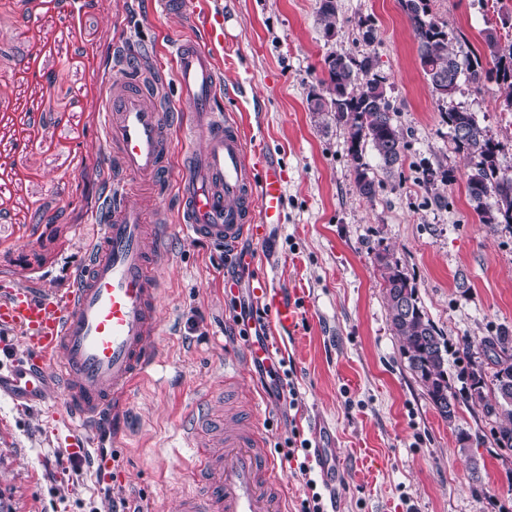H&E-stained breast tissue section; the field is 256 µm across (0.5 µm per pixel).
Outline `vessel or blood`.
I'll use <instances>...</instances> for the list:
<instances>
[{
	"label": "vessel or blood",
	"instance_id": "obj_1",
	"mask_svg": "<svg viewBox=\"0 0 512 512\" xmlns=\"http://www.w3.org/2000/svg\"><path fill=\"white\" fill-rule=\"evenodd\" d=\"M167 12L188 18L194 36L180 40L175 75L190 127L203 141L181 170L177 216L183 231L218 247L244 236L262 241L282 223L285 177L262 143H248L238 122L226 119L216 99L217 52L224 46L223 10L209 0H162ZM139 72L110 85L104 104L108 157L124 180L101 212L102 234L65 294L10 289L0 297V331L19 330L28 352L0 367V392L30 404L58 393L69 419L65 445L87 458L97 479L112 463L96 447L103 427L112 445L129 434V399L160 363V273L169 252L153 217L172 161L170 121ZM283 328H295L298 307L269 276L253 288ZM210 431L199 449L200 482L183 492L177 512H285V489L255 416L226 412L216 428L208 408L197 410L190 433Z\"/></svg>",
	"mask_w": 512,
	"mask_h": 512
}]
</instances>
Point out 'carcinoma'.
<instances>
[{
	"instance_id": "carcinoma-1",
	"label": "carcinoma",
	"mask_w": 512,
	"mask_h": 512,
	"mask_svg": "<svg viewBox=\"0 0 512 512\" xmlns=\"http://www.w3.org/2000/svg\"><path fill=\"white\" fill-rule=\"evenodd\" d=\"M418 43V57L424 75L436 94L446 104L452 100L465 79L474 85L494 82L503 90L506 107L512 108V45L504 48L496 30H486L484 43L492 67L481 61L461 60L449 48L450 39L444 25L431 14L428 0H399ZM337 0H317V16L326 35L336 29ZM327 77L320 81L319 90L310 92L308 111L318 118L334 114L337 122L346 126L348 153L354 164L359 195L370 199L376 193V180L369 165L363 161V148L368 145L379 161L382 173L388 177L402 165L405 144L394 121V108L386 89V77L376 71L374 57L360 60L350 56L330 54L324 59ZM448 128L455 148L474 161L467 174V192L474 211L483 224H512V175L497 165L496 145L474 113L450 106L445 109ZM463 131L457 136V131ZM387 300L391 326L399 336L401 354L411 374L426 388L430 402L442 419L451 422L460 401L474 400L482 407L484 417L495 423L491 428L500 448H512V400L499 394L502 380H512V334L502 330L484 336L478 342L463 344L465 356L477 347L484 357L472 363L466 371L470 381L466 397L452 391L445 354L448 346L434 323L419 304L416 288L397 262L379 266ZM406 291L408 312L401 314L397 290ZM493 366L487 375L484 363ZM452 410H447V407Z\"/></svg>"
}]
</instances>
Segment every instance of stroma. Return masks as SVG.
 Instances as JSON below:
<instances>
[{
	"label": "stroma",
	"mask_w": 512,
	"mask_h": 512,
	"mask_svg": "<svg viewBox=\"0 0 512 512\" xmlns=\"http://www.w3.org/2000/svg\"><path fill=\"white\" fill-rule=\"evenodd\" d=\"M334 36L317 21L316 0H212L231 40L219 66L220 107L260 132L285 172V222L269 243L243 237L251 268L191 238L176 214L182 162L201 138L174 131L162 202L170 261L162 270L160 365L131 402V435L112 451L111 484H97L60 446L67 423L53 401L32 406L0 395V512H112L119 498L145 512H176L190 486L196 445L185 434L201 397L221 381L255 406L268 445L292 430L321 440L344 471L335 490L308 488L296 464L273 457L288 512L320 493L326 512H512V449L501 448L477 402L453 422L431 405L406 367L391 328L379 252L415 284L424 311L447 340L454 390L464 382L461 344L512 332V225L481 224L466 188L470 159L458 152L425 78L417 40L398 0H337ZM459 58L485 55L483 32L502 45L512 29L481 0H429ZM370 21L365 42L360 21ZM186 18L160 0H0V291L70 287L100 233L97 206L112 191L101 105L108 81L130 57L163 73L166 112L187 113L175 85ZM330 54L375 56L388 79L405 161L362 198L346 129L318 121L309 91ZM454 106L474 112L512 174V112L496 84L461 82ZM448 171L454 180L432 179ZM275 273L300 289L294 334L263 317L274 361L290 365L299 393L288 406L249 362L233 299L253 302L254 276ZM464 275L467 288H457ZM482 444L459 450V431Z\"/></svg>",
	"instance_id": "stroma-1"
}]
</instances>
